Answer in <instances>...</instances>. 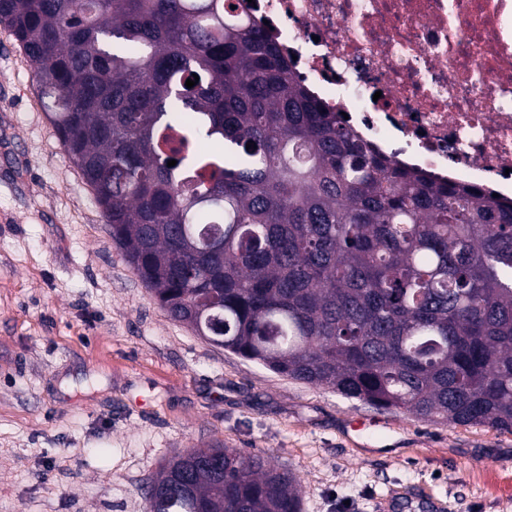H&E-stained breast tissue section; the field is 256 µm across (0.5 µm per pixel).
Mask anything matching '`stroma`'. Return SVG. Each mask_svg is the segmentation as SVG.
Returning <instances> with one entry per match:
<instances>
[{
  "label": "stroma",
  "instance_id": "stroma-1",
  "mask_svg": "<svg viewBox=\"0 0 512 512\" xmlns=\"http://www.w3.org/2000/svg\"><path fill=\"white\" fill-rule=\"evenodd\" d=\"M216 443L298 474L303 512H512V433L379 411L170 320L0 24V512H146L164 458Z\"/></svg>",
  "mask_w": 512,
  "mask_h": 512
}]
</instances>
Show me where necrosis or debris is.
Segmentation results:
<instances>
[{"label":"necrosis or debris","mask_w":512,"mask_h":512,"mask_svg":"<svg viewBox=\"0 0 512 512\" xmlns=\"http://www.w3.org/2000/svg\"><path fill=\"white\" fill-rule=\"evenodd\" d=\"M309 89L401 163L512 198V0H244Z\"/></svg>","instance_id":"1"}]
</instances>
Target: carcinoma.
Wrapping results in <instances>:
<instances>
[{"mask_svg":"<svg viewBox=\"0 0 512 512\" xmlns=\"http://www.w3.org/2000/svg\"><path fill=\"white\" fill-rule=\"evenodd\" d=\"M242 2L0 0V24L171 318L346 399L512 433V199L382 154ZM154 488L159 512H302L296 474L236 448L166 458Z\"/></svg>","mask_w":512,"mask_h":512,"instance_id":"1","label":"carcinoma"}]
</instances>
